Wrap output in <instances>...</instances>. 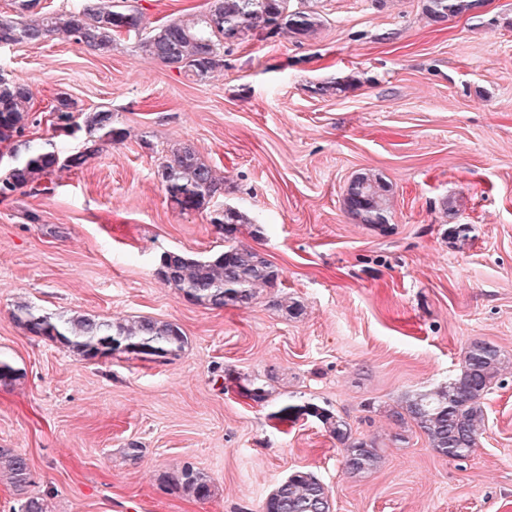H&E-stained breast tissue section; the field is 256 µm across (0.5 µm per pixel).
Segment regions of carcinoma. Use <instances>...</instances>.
I'll return each mask as SVG.
<instances>
[{
	"label": "carcinoma",
	"instance_id": "1",
	"mask_svg": "<svg viewBox=\"0 0 512 512\" xmlns=\"http://www.w3.org/2000/svg\"><path fill=\"white\" fill-rule=\"evenodd\" d=\"M482 6V0H428L426 13L435 22H445ZM139 33L142 15L118 0H100L80 9L46 13L28 23L0 19V45L37 43L58 35L90 50L105 53L120 36L119 29ZM321 27L313 11L290 9V0H210L208 11L191 20H174L151 30L140 42L141 52L171 68L203 79L224 66L220 47L247 39L255 31L272 28L308 37ZM33 93L30 87L0 77V142L21 135L32 121ZM63 123L56 129L65 135L85 132L82 148L67 156L43 145L20 141L13 149L15 162L0 176V197L22 189L33 193L48 190L46 182L56 170L79 168L101 146L124 140L125 132L113 126L112 112L99 110L74 114L71 102L61 98L54 108ZM169 199L181 212L208 208L224 182L202 161L190 145L172 150L170 160L158 169ZM390 187L381 176L364 172L348 184L344 204L354 221L371 227L389 222ZM213 224L224 225V249L205 258L167 251L158 261L157 276L187 300L211 308L246 307L262 288L272 287L282 271L251 246L237 242V233L249 220L236 209L218 212ZM14 321L33 336L58 343L87 360L116 350L152 356L175 353L185 344L181 328L171 322L142 318L129 321L99 320L88 316L66 319L43 314L22 304ZM505 368V358L494 344L475 341L463 354L460 374L445 386L424 390L401 399L391 410L393 423L417 427L430 448L451 460H460L477 447L484 420L482 400ZM306 414L316 418L337 443L345 448L344 470L353 476L375 470L380 455L375 440L355 437L349 424L315 403ZM0 477L24 495L19 512H48L43 495L28 492L31 485L25 457L10 448H0ZM162 485L194 500L214 495L211 481L191 466L167 472ZM262 512H332L328 490L312 473L294 471L268 495Z\"/></svg>",
	"mask_w": 512,
	"mask_h": 512
}]
</instances>
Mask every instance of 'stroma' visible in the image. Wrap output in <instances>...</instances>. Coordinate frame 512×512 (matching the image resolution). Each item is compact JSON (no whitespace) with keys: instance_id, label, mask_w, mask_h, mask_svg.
Instances as JSON below:
<instances>
[{"instance_id":"obj_1","label":"stroma","mask_w":512,"mask_h":512,"mask_svg":"<svg viewBox=\"0 0 512 512\" xmlns=\"http://www.w3.org/2000/svg\"><path fill=\"white\" fill-rule=\"evenodd\" d=\"M128 3L148 31L209 6ZM426 4L291 0L319 14L315 36L253 34L204 79L146 57L132 35L104 54L55 36L0 46V75L33 93L25 139L80 148L83 133L51 123L62 97L127 132L56 172L51 192L0 200V360L16 370L0 386V448L27 458L48 512H260L296 469L328 488L333 512H512V366L466 459L388 417L454 379L473 341L512 363V0L443 23ZM182 144L224 177L207 210L180 212L157 176ZM362 172L390 186L387 231L346 212ZM227 206L249 219L239 242L282 275L248 307L211 309L156 268L166 251L222 250L210 216ZM283 296L301 314L280 310ZM22 303L173 322L186 342L162 359L87 360L18 326ZM253 381L266 402L242 396ZM310 403L374 439L378 468L345 473ZM187 463L213 497L160 488Z\"/></svg>"}]
</instances>
